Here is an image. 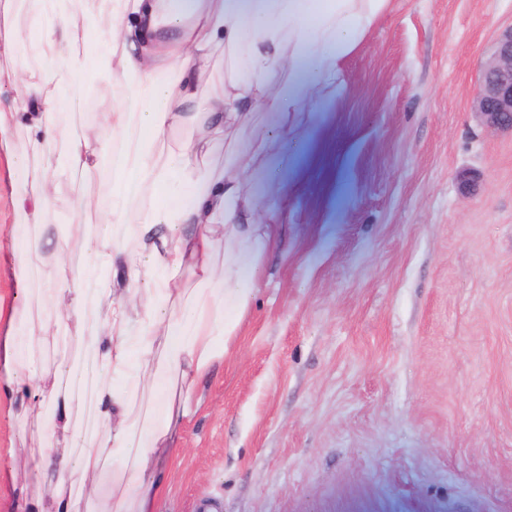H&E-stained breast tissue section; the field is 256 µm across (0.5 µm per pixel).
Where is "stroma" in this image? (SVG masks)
<instances>
[{
	"label": "stroma",
	"instance_id": "stroma-1",
	"mask_svg": "<svg viewBox=\"0 0 512 512\" xmlns=\"http://www.w3.org/2000/svg\"><path fill=\"white\" fill-rule=\"evenodd\" d=\"M511 26L512 0H390L344 91L279 140L282 233L157 474L159 512H512V134L471 104ZM130 95L90 77L79 123ZM101 191L63 186L59 246L72 200ZM23 438L0 395V512L26 496Z\"/></svg>",
	"mask_w": 512,
	"mask_h": 512
}]
</instances>
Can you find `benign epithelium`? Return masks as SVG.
<instances>
[{
  "instance_id": "obj_1",
  "label": "benign epithelium",
  "mask_w": 512,
  "mask_h": 512,
  "mask_svg": "<svg viewBox=\"0 0 512 512\" xmlns=\"http://www.w3.org/2000/svg\"><path fill=\"white\" fill-rule=\"evenodd\" d=\"M473 108L486 127L512 133V27L499 34L481 65Z\"/></svg>"
}]
</instances>
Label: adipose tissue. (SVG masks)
Returning <instances> with one entry per match:
<instances>
[{
	"label": "adipose tissue",
	"mask_w": 512,
	"mask_h": 512,
	"mask_svg": "<svg viewBox=\"0 0 512 512\" xmlns=\"http://www.w3.org/2000/svg\"><path fill=\"white\" fill-rule=\"evenodd\" d=\"M389 0H0V57L39 66L0 77V165L18 178L14 217L0 228L15 294L0 324V393L28 435L15 473L35 488L26 512H157L155 474L180 446L199 384L233 349L276 225L245 187L319 94L341 90L345 65ZM222 86L199 90L217 53ZM133 81L129 104L73 134L89 75ZM273 128L254 125L251 107ZM24 137L14 139L11 128ZM247 133L227 166L204 163L227 131ZM175 128L196 138L159 159ZM104 200L77 198L83 253L52 247L45 217L60 182L100 176ZM159 201L139 210L144 189ZM74 335L80 364L46 365L42 346Z\"/></svg>",
	"instance_id": "ef3b65f1"
}]
</instances>
